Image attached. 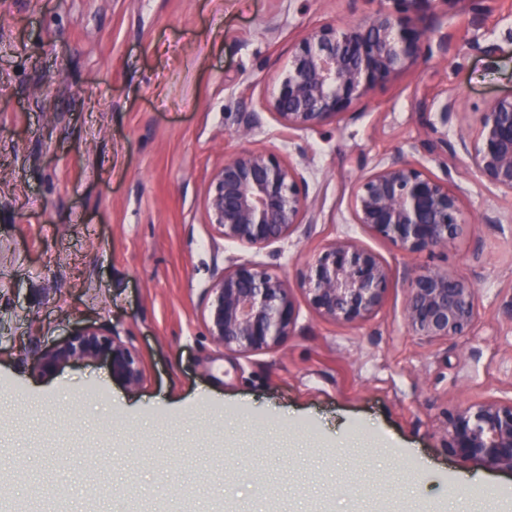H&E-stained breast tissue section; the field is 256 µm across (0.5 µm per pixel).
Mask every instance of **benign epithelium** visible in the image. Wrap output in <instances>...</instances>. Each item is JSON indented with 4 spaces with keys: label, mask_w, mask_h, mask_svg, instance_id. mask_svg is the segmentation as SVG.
<instances>
[{
    "label": "benign epithelium",
    "mask_w": 512,
    "mask_h": 512,
    "mask_svg": "<svg viewBox=\"0 0 512 512\" xmlns=\"http://www.w3.org/2000/svg\"><path fill=\"white\" fill-rule=\"evenodd\" d=\"M441 1L482 23L486 0H395L348 25L324 24L301 35L265 111L286 129L316 130L337 122L371 90L407 72L430 55L422 23ZM457 99L438 104L440 126L456 112ZM438 126V127H440ZM438 127L431 126L432 133ZM469 166L488 185L512 194V93L495 98L481 113L475 140L459 138ZM441 174L406 160L398 151L358 180L352 195L354 223L404 254L432 253L460 236L464 224L460 189L448 158ZM306 178L278 156L243 147L224 159L214 174L206 215L224 240L264 247L288 238L303 224ZM390 266L374 250L351 239H336L306 264L299 287L312 308L338 324L369 320L383 305L392 282ZM402 316L408 331L425 342L464 336L479 315L474 278L434 266L403 273ZM512 325V287L497 307ZM296 320L288 279L255 264H241L215 279L204 321L209 336L225 349L257 352L275 348ZM77 360H103L112 377L133 391L144 372L136 351L119 337L82 328L41 352L36 365L53 374ZM448 451L512 473V399L486 398L448 412Z\"/></svg>",
    "instance_id": "obj_1"
}]
</instances>
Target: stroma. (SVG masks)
<instances>
[{"instance_id": "1", "label": "stroma", "mask_w": 512, "mask_h": 512, "mask_svg": "<svg viewBox=\"0 0 512 512\" xmlns=\"http://www.w3.org/2000/svg\"><path fill=\"white\" fill-rule=\"evenodd\" d=\"M487 5L478 27L438 6L425 63L337 123L289 131L263 109L289 48L380 0H0V473L13 498L59 483L68 512H129L134 498L263 512L271 481L280 512H512V475L450 454L443 433L457 405L512 398V326L496 316L512 287V195L455 160L462 233L416 255L350 214L358 178L393 153L435 169L421 143L446 94L459 99L453 146L512 92V0ZM489 43L496 52H480ZM251 111L261 121L240 137ZM244 146L308 183L306 224L263 248L225 243L206 217L213 173ZM485 211L500 223H478ZM343 237L394 272L381 309L355 325L324 319L297 288ZM247 261L295 285L296 323L280 347L243 354L212 341L204 309L213 281ZM427 265L476 271L468 334L429 344L406 328L401 273ZM84 327L135 349L137 390L102 361L36 370Z\"/></svg>"}]
</instances>
